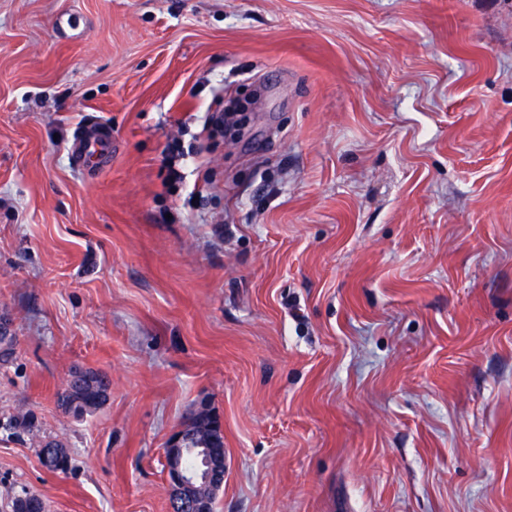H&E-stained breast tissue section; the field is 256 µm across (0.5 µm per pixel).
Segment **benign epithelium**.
Returning <instances> with one entry per match:
<instances>
[{"mask_svg": "<svg viewBox=\"0 0 512 512\" xmlns=\"http://www.w3.org/2000/svg\"><path fill=\"white\" fill-rule=\"evenodd\" d=\"M109 399V390L96 385L94 376L86 369L72 371L71 387L59 396V405L69 413L74 407L85 408V402H100ZM212 428L215 435L211 447L202 448L206 469L200 477L189 475L185 469V459L191 449L187 448L183 429L175 431L168 439L164 456V466L168 475V492L172 512H213V503L224 484L226 450L221 421ZM40 456L43 466L51 471L61 470L66 456L61 445L48 440L41 444Z\"/></svg>", "mask_w": 512, "mask_h": 512, "instance_id": "1", "label": "benign epithelium"}]
</instances>
